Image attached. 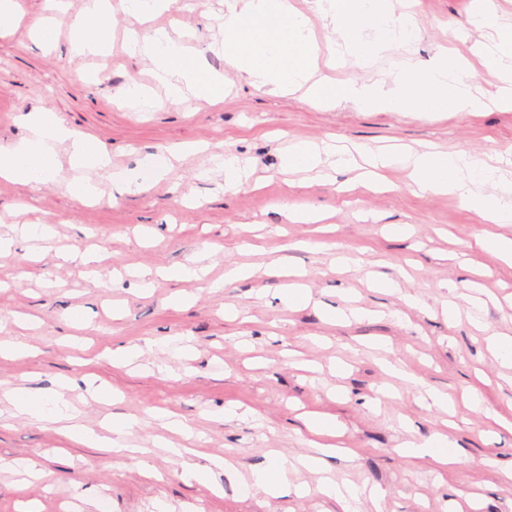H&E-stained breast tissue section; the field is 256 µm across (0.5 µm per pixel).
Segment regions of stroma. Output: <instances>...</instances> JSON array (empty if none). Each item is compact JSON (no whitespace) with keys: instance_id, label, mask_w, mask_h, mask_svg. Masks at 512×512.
Instances as JSON below:
<instances>
[{"instance_id":"35a3bbf8","label":"stroma","mask_w":512,"mask_h":512,"mask_svg":"<svg viewBox=\"0 0 512 512\" xmlns=\"http://www.w3.org/2000/svg\"><path fill=\"white\" fill-rule=\"evenodd\" d=\"M86 0H20L23 14L0 28V146L26 134L18 115L43 109L90 134L112 166L135 167L141 156L177 143L194 152L175 160L168 174L142 194L112 197L106 174L93 176L100 203L82 205L63 182L38 186L0 180V235L13 219L50 225V237L18 241L0 254V340L24 342L28 353L0 356V380L35 393L81 375L109 388V402L81 388L68 390L77 421L99 429L111 415L135 414L143 422L130 438L146 449L145 462L128 459L110 467L102 448L76 445L56 423L14 420L0 396V512H21L35 501L40 512H337L335 501L317 493L322 478L374 486L379 504L362 499L357 512H451L459 495L480 499V512H512V367L501 364L490 336L512 338V268L478 241L487 234L512 237L511 224H482L448 194L416 196L394 170L396 190H346L339 171L326 183L316 174L284 175L280 157L296 141L360 143L377 150L432 145L500 165L512 181V110L478 112H381L342 104L323 110L301 92L256 89L247 76H230L224 103L212 107L193 96L169 100L147 63L126 44L134 21L125 0H110L114 40L109 53L70 57L74 20ZM418 25L413 56L428 65L443 45L462 53L489 44L500 25H512V0H409ZM493 11V25H473L477 5ZM224 0H171L149 29L164 28L202 54L204 66L224 73V60L207 53L220 34L216 17ZM53 18L54 45L33 43V26ZM150 90L157 107L141 111L117 105L131 85ZM250 163L251 184L222 192L225 156ZM317 210L316 224L292 223L280 205ZM403 224L404 237L390 227ZM106 252L99 284L88 282L80 263L60 264L58 255ZM347 265H337L338 256ZM196 262L206 280L172 282L159 268ZM305 272L311 301L303 308L282 300V279L272 265ZM230 266L253 276L224 282ZM155 273L154 286L133 293L130 282L111 287L113 271ZM389 280L397 291L380 288ZM185 297L170 302L173 293ZM457 304L453 317L444 302ZM120 314H113V304ZM356 317H333L343 305ZM83 314L77 329L66 313ZM137 344L142 356L113 366L110 353ZM402 362L414 383L385 375L384 362ZM452 395V411L426 407L421 387ZM495 412L487 419L470 407L469 394ZM227 406L253 410L256 420H226ZM186 419L190 437L174 435L163 414ZM335 419L353 461L324 459V473L300 470L292 483L309 495L270 498L247 490L244 480L271 456L312 454L305 421ZM454 421L450 440L462 462L442 470L435 463L399 454ZM190 447L171 454L166 444ZM231 458L235 468L216 471L222 494L187 484V466L208 465L211 456ZM40 459L49 474L24 481L14 461ZM151 476H144L143 466Z\"/></svg>"}]
</instances>
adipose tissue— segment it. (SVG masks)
<instances>
[{
  "label": "adipose tissue",
  "instance_id": "ef3b65f1",
  "mask_svg": "<svg viewBox=\"0 0 512 512\" xmlns=\"http://www.w3.org/2000/svg\"><path fill=\"white\" fill-rule=\"evenodd\" d=\"M74 26L80 36L70 46L71 55L100 54L112 43V27L106 20L102 0H87ZM132 50L150 62L156 78L166 84L171 97H180L188 89L208 104L222 101L223 75L206 70L197 51L173 39L167 31H153L135 41ZM20 121L27 135L15 144L0 146V178L24 185L56 181L61 170L59 154L64 151L71 168L79 172L78 177L66 183V191L82 204L101 199L97 184L86 178V171H107L113 186L120 191L141 193L168 173L173 159L190 150L189 145L181 144L147 155L136 168H115L107 152L90 135L64 125L51 111L30 112L21 115ZM325 154L335 156L337 167L356 172L358 182L371 190H391L385 173L398 166L406 170L407 186L413 193L452 195L485 223L512 222V187L500 186L496 168L461 154L431 150L370 153L359 145L320 147L299 141L282 156L280 168L285 172L312 170L320 165ZM478 184L491 186V193H476L474 187ZM9 397L12 418L58 423L62 434L70 440L91 448L108 449L115 459L137 454L136 449L124 442L139 425L137 416L108 418L101 431L96 432L75 423V410L63 394L43 395L18 387L10 390ZM334 451V446L322 444L314 455H277L265 469L253 472L251 486L272 497L304 495L307 486L291 485L289 474L300 467L319 470L322 456Z\"/></svg>",
  "mask_w": 512,
  "mask_h": 512
}]
</instances>
